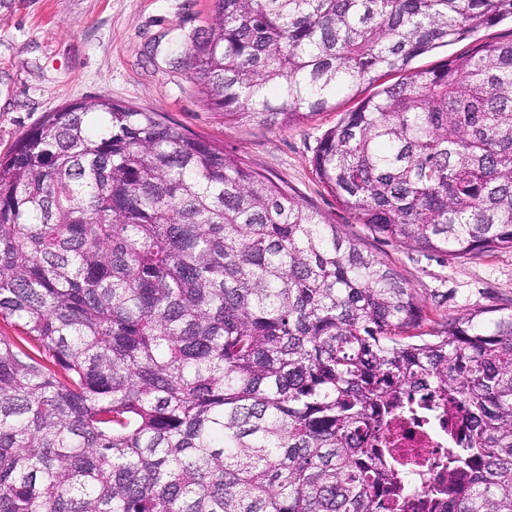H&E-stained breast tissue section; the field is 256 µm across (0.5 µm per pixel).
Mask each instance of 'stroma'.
Listing matches in <instances>:
<instances>
[{
    "mask_svg": "<svg viewBox=\"0 0 512 512\" xmlns=\"http://www.w3.org/2000/svg\"><path fill=\"white\" fill-rule=\"evenodd\" d=\"M213 0H0V153L48 113L81 101L109 99L166 120L224 146L311 205L364 248L392 262L426 301L443 296L441 313L456 317L475 308L512 307V249L457 262L373 238L321 185L311 161L319 140L340 113L356 105L338 98L286 129L230 128L210 112L188 61L173 45L192 47L212 26ZM512 40V23L417 58L435 67L487 43Z\"/></svg>",
    "mask_w": 512,
    "mask_h": 512,
    "instance_id": "obj_1",
    "label": "stroma"
}]
</instances>
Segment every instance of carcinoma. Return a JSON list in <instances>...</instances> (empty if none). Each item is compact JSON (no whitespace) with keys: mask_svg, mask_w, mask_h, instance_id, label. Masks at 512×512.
Masks as SVG:
<instances>
[{"mask_svg":"<svg viewBox=\"0 0 512 512\" xmlns=\"http://www.w3.org/2000/svg\"><path fill=\"white\" fill-rule=\"evenodd\" d=\"M512 0H214L188 49L229 126L282 128L388 73L312 158L378 239L512 249V41L413 60ZM0 512H512V311L442 321L238 156L96 99L0 157ZM433 394L448 473L371 449Z\"/></svg>","mask_w":512,"mask_h":512,"instance_id":"carcinoma-1","label":"carcinoma"}]
</instances>
